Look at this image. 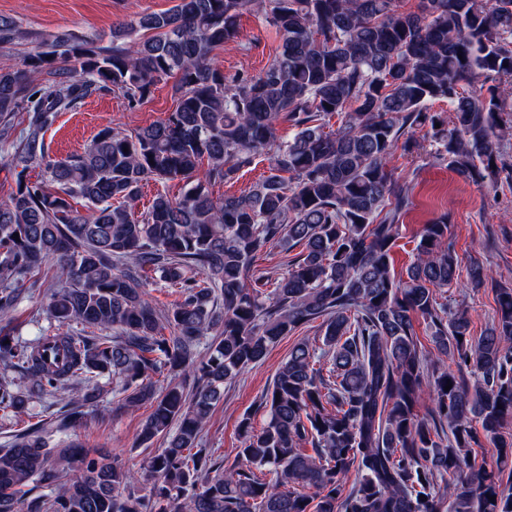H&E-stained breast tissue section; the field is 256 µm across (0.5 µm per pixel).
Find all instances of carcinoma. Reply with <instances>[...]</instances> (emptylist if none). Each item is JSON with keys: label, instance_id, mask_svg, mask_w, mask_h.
<instances>
[{"label": "carcinoma", "instance_id": "carcinoma-1", "mask_svg": "<svg viewBox=\"0 0 512 512\" xmlns=\"http://www.w3.org/2000/svg\"><path fill=\"white\" fill-rule=\"evenodd\" d=\"M401 2L177 0L114 26L106 46L64 31L0 71V159L17 175L0 200V312L46 285L57 323L33 342L0 325V430L48 396L64 402L0 446V512H512V437L501 434L512 288L496 290V318L476 338L465 311L437 302L461 267L445 216L424 225L396 277L391 252L414 201L390 167L424 128L433 161L459 177L512 181L498 165L512 136V0ZM252 13L281 50L256 75H227L212 53ZM31 39L0 17V44ZM170 78L164 121L105 127L83 152L51 157L45 134L60 112L103 92L136 108ZM262 156L267 174L251 190L214 196ZM151 180L181 191L157 192L138 217ZM271 244L300 251L270 289L256 259ZM141 271L176 289L166 314ZM467 275L476 287L489 278L477 261ZM415 315L434 328L428 381ZM318 319L322 346L294 345L261 402L262 428L240 419L234 461L199 448L224 384ZM104 380L116 383L112 411L150 406L140 444L166 437L140 472L78 441L51 444L104 415ZM480 431L496 469L475 467Z\"/></svg>", "mask_w": 512, "mask_h": 512}]
</instances>
